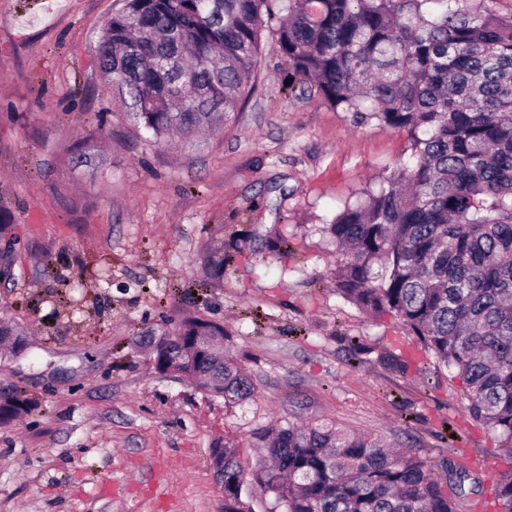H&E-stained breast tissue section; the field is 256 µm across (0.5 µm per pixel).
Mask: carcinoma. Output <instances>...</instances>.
Returning a JSON list of instances; mask_svg holds the SVG:
<instances>
[{
	"instance_id": "1",
	"label": "carcinoma",
	"mask_w": 512,
	"mask_h": 512,
	"mask_svg": "<svg viewBox=\"0 0 512 512\" xmlns=\"http://www.w3.org/2000/svg\"><path fill=\"white\" fill-rule=\"evenodd\" d=\"M498 0H124L97 41L104 85L135 127L190 143L244 106L264 30L333 108L407 133L409 154L346 203L323 233L342 250L336 292L394 314L461 379L469 416L512 449V12ZM23 328L0 320V341ZM211 336V346L197 341ZM219 325L189 318L155 363L234 407L256 398ZM35 408L0 382V425ZM264 448L245 480L224 445V512H254L246 487L284 512H458L468 474L383 438L329 423L252 434ZM512 512V475L498 484Z\"/></svg>"
}]
</instances>
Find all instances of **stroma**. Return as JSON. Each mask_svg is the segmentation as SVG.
I'll use <instances>...</instances> for the list:
<instances>
[{"label": "stroma", "mask_w": 512, "mask_h": 512, "mask_svg": "<svg viewBox=\"0 0 512 512\" xmlns=\"http://www.w3.org/2000/svg\"><path fill=\"white\" fill-rule=\"evenodd\" d=\"M122 6L0 0V214L19 239L0 318L26 326L30 344L0 354V380L37 402L0 425V512H224L211 449L232 442L251 467L253 429L294 418L460 470L465 456L487 460L476 504L460 512H499L512 458L463 409L459 379L379 364L384 345L414 363L432 355L332 279L325 219L396 168L406 133L288 94L267 33L256 88L223 129L185 145L153 139L99 75L96 41ZM90 144L102 162L70 163ZM272 232L287 253L268 249ZM188 318L223 327L254 401L225 408L138 347ZM353 339L370 348L358 362Z\"/></svg>", "instance_id": "obj_1"}]
</instances>
